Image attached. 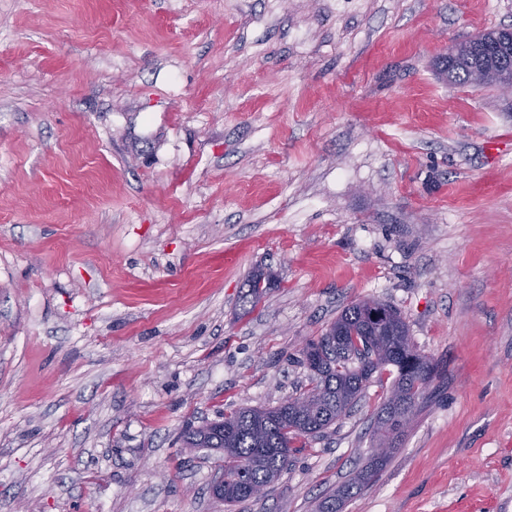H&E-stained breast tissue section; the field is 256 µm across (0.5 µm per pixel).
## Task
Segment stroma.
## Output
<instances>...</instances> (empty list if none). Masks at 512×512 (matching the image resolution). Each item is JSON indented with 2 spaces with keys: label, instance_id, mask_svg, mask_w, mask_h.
Returning a JSON list of instances; mask_svg holds the SVG:
<instances>
[{
  "label": "stroma",
  "instance_id": "stroma-1",
  "mask_svg": "<svg viewBox=\"0 0 512 512\" xmlns=\"http://www.w3.org/2000/svg\"><path fill=\"white\" fill-rule=\"evenodd\" d=\"M512 0H0V512H314L394 375L256 499L180 431L309 388L351 302L441 381L341 512H512ZM266 292L249 296L252 276ZM469 56L470 54L462 47L456 62L451 66L449 71L448 69L447 71L441 69L439 64H437L440 75L452 85L474 82Z\"/></svg>",
  "mask_w": 512,
  "mask_h": 512
}]
</instances>
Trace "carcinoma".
Masks as SVG:
<instances>
[{
  "instance_id": "cac0c4a2",
  "label": "carcinoma",
  "mask_w": 512,
  "mask_h": 512,
  "mask_svg": "<svg viewBox=\"0 0 512 512\" xmlns=\"http://www.w3.org/2000/svg\"><path fill=\"white\" fill-rule=\"evenodd\" d=\"M452 85L474 82L469 53L462 49L449 70H439ZM311 387L274 408H240L201 427H186L187 448H209L224 456V485L213 495L233 505L259 495L293 462L305 446L357 405L373 374L386 366L396 371L390 394L377 411L372 432L378 448L366 470L327 494L316 512H340L341 502L368 482L388 460L414 414L440 379L439 364L414 345L400 313L375 299L346 307L326 332L302 349Z\"/></svg>"
}]
</instances>
